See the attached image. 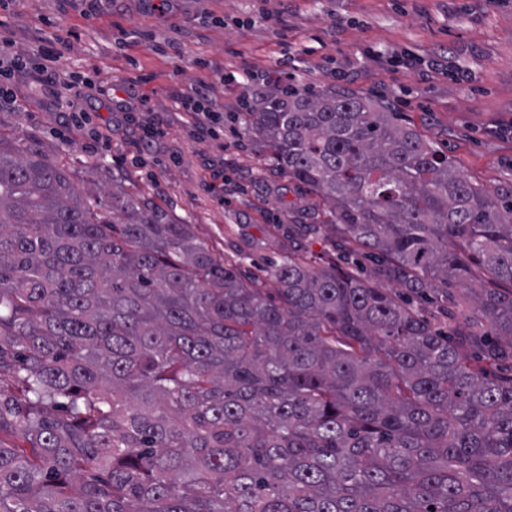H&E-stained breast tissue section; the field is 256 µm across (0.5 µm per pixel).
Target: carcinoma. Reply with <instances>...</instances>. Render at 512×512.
<instances>
[{
	"instance_id": "obj_1",
	"label": "carcinoma",
	"mask_w": 512,
	"mask_h": 512,
	"mask_svg": "<svg viewBox=\"0 0 512 512\" xmlns=\"http://www.w3.org/2000/svg\"><path fill=\"white\" fill-rule=\"evenodd\" d=\"M246 130L437 332L290 253L277 299L120 192L0 138V512H512V190L348 88L251 91Z\"/></svg>"
}]
</instances>
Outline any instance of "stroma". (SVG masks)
Here are the masks:
<instances>
[{
    "instance_id": "1",
    "label": "stroma",
    "mask_w": 512,
    "mask_h": 512,
    "mask_svg": "<svg viewBox=\"0 0 512 512\" xmlns=\"http://www.w3.org/2000/svg\"><path fill=\"white\" fill-rule=\"evenodd\" d=\"M84 0H0V29L32 57L59 36L68 50L56 67L79 85L89 114L73 126L30 73H16L0 104V137L21 136L66 165L76 190L95 185L148 193L172 221L240 267L249 285L275 298L272 270L291 251L314 265L363 271L372 286L410 301L432 326L448 328L458 286L429 282L411 297L380 260L345 249L320 223L319 198L267 169L265 148L241 121L244 86L221 81L247 71L253 87L286 80L319 90L341 85L389 106L484 188L512 189V0H112L90 18ZM207 85L224 116L218 136L199 133L177 100ZM149 97L137 115L119 111L128 89ZM165 134L149 149L141 125Z\"/></svg>"
}]
</instances>
